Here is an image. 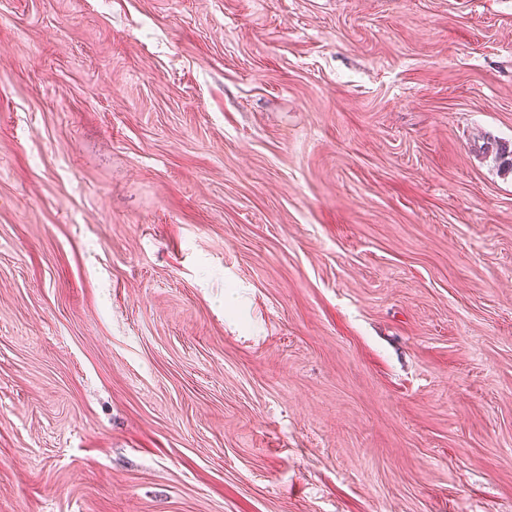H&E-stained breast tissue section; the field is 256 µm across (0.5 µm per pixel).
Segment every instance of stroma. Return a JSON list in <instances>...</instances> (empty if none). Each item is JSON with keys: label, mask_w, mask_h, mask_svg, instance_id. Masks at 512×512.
<instances>
[{"label": "stroma", "mask_w": 512, "mask_h": 512, "mask_svg": "<svg viewBox=\"0 0 512 512\" xmlns=\"http://www.w3.org/2000/svg\"><path fill=\"white\" fill-rule=\"evenodd\" d=\"M512 0H0V512H512ZM481 149L483 153H494V158L496 162H498L499 168L501 170L512 173V145L498 141L495 139H491L489 137L486 138V141L481 145Z\"/></svg>", "instance_id": "obj_1"}]
</instances>
